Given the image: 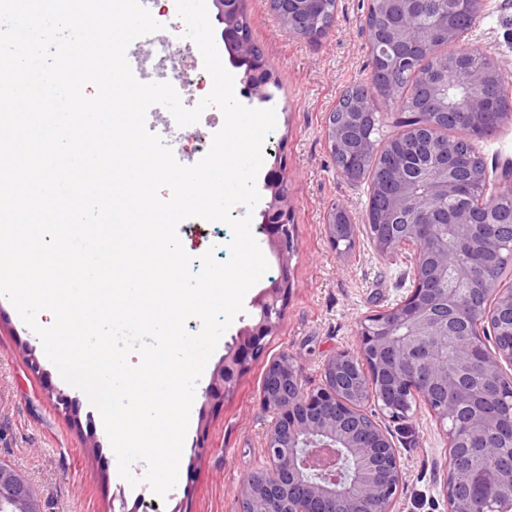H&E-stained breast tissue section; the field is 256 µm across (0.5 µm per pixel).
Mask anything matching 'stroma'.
Masks as SVG:
<instances>
[{
  "label": "stroma",
  "instance_id": "1",
  "mask_svg": "<svg viewBox=\"0 0 512 512\" xmlns=\"http://www.w3.org/2000/svg\"><path fill=\"white\" fill-rule=\"evenodd\" d=\"M369 0H337L336 19L327 35L308 43L282 28L267 0H244L251 38L261 50L280 85L271 106L276 127L264 148L263 171L281 168L294 218V252L290 260L292 289L285 316L264 353L250 360L233 392L216 406L205 403L214 363H207L197 383L175 487L165 499L152 491L127 485L113 470L115 454L98 410L80 389L65 382L45 357L39 337L23 322L14 306L0 298V461L21 471L41 503L42 512H120L116 499L125 492L138 501V512H237L240 485L266 467L264 438L273 421L260 401L265 368L280 353L292 354L304 380L315 385L326 360L354 349L358 321L385 308L411 286L405 256L379 257L366 237H358L350 252L336 251L323 225L335 206L347 209L362 223L368 208V180L340 176L324 137L326 117L342 91L368 77L369 55L360 26ZM155 18L177 31L169 66L186 78L182 102L201 91L193 77L198 47L185 38V25L171 17L168 0H157ZM470 40L490 49L512 77V0H485ZM155 129L184 165L202 157L207 132L221 129L222 112L204 111L195 124H173L159 110ZM185 250L195 256L214 250L227 260L232 239L222 222L179 225ZM33 347L42 371L31 374L21 352ZM68 398L69 407L56 402ZM402 468V484L394 512H448L442 492L448 465V440L425 405H418L407 422L389 423ZM206 451L195 455L196 442Z\"/></svg>",
  "mask_w": 512,
  "mask_h": 512
}]
</instances>
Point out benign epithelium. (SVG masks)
I'll list each match as a JSON object with an SVG mask.
<instances>
[{
    "label": "benign epithelium",
    "mask_w": 512,
    "mask_h": 512,
    "mask_svg": "<svg viewBox=\"0 0 512 512\" xmlns=\"http://www.w3.org/2000/svg\"><path fill=\"white\" fill-rule=\"evenodd\" d=\"M222 25L220 39L230 62L244 66L245 97L263 99L274 78L258 47L247 40L238 20L240 0H211ZM323 0H277L278 18L296 37L319 42L324 32L314 19ZM397 22L375 35L365 30L368 44L394 49L389 72L413 61L407 50L426 37L448 41L438 56L441 65L455 69L468 56L469 31H459L443 20L426 33L416 18L429 0H384ZM484 0H448V11H465L478 18ZM472 91L459 99L454 112L468 125L477 126L487 113L493 76H505L496 58L489 60ZM378 100H363L353 123L380 119ZM397 185L386 211L366 214L363 224L353 223L349 212L331 210L324 232L334 248L342 239L363 232L376 252L391 258L405 250L413 268V285L406 295L382 311L366 315L356 328L353 351H342L324 364L321 383L306 386L296 358L283 353L266 368L262 406L275 414L265 438L269 467L252 473L237 493L238 512H392L402 483V469L388 431L364 409L367 402L394 422L407 421L413 406L422 402L445 431L448 446L468 443L470 453L449 466L442 492L448 512H473V501L488 503L487 512H512V458L503 457V471L488 475L481 468L485 456L502 453L512 440V424L493 418L472 419L463 406L474 395L471 380L490 379L493 387L483 400L491 407L507 395L512 399V340L488 348V336L512 335V289L495 281L481 289L485 301L472 302L479 279L466 266L448 268V249L461 244L494 249L496 239L477 237L487 227L496 203L512 200V169L492 176L479 153L461 156L454 141L441 139L427 161L390 175ZM264 189L270 200L260 210L261 224L275 254L280 275L254 301L256 323L237 333L216 364L205 400H219L234 389L249 361L261 356L266 337L278 328L291 289L289 260L294 251L291 215L283 182L270 179ZM448 200L441 212L435 201ZM455 336L454 366L448 367V336ZM468 472L469 487L460 491L452 477Z\"/></svg>",
    "instance_id": "1"
}]
</instances>
